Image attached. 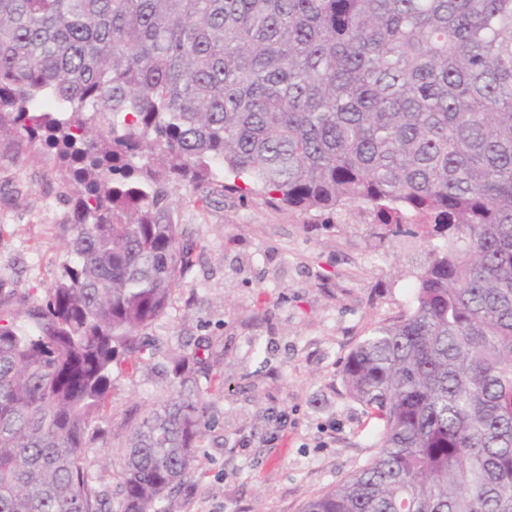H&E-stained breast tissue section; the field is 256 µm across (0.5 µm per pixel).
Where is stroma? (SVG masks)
Segmentation results:
<instances>
[{"mask_svg":"<svg viewBox=\"0 0 512 512\" xmlns=\"http://www.w3.org/2000/svg\"><path fill=\"white\" fill-rule=\"evenodd\" d=\"M64 176L0 146V286L32 299L68 259ZM175 209L197 249L150 333L176 349L208 344L215 359L211 427L195 475L165 512H302L372 453L367 417L342 382L350 351L408 308L425 260L418 234L390 235L358 207L303 213L256 195ZM166 361H122L88 451L97 486L114 492L132 418L168 395Z\"/></svg>","mask_w":512,"mask_h":512,"instance_id":"obj_1","label":"stroma"}]
</instances>
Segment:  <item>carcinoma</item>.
I'll list each match as a JSON object with an SVG mask.
<instances>
[{"instance_id": "obj_1", "label": "carcinoma", "mask_w": 512, "mask_h": 512, "mask_svg": "<svg viewBox=\"0 0 512 512\" xmlns=\"http://www.w3.org/2000/svg\"><path fill=\"white\" fill-rule=\"evenodd\" d=\"M0 139L53 153L73 230L44 298L0 288V512H106L120 354L172 369L115 512L194 475L209 346L144 335L191 266L178 185L443 240L343 366L374 454L303 512H512V0H0Z\"/></svg>"}]
</instances>
